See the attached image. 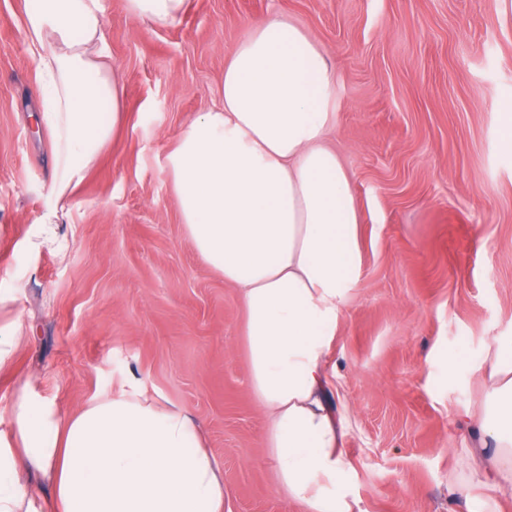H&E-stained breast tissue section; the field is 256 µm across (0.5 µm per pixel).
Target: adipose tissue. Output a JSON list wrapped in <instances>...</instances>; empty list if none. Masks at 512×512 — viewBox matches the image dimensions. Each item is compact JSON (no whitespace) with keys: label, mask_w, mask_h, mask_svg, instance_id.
Returning <instances> with one entry per match:
<instances>
[{"label":"adipose tissue","mask_w":512,"mask_h":512,"mask_svg":"<svg viewBox=\"0 0 512 512\" xmlns=\"http://www.w3.org/2000/svg\"><path fill=\"white\" fill-rule=\"evenodd\" d=\"M101 0H28L24 30L53 139L51 228L115 128L118 70ZM336 75L288 19L254 24L224 64L222 106L192 117L166 158L181 220L201 258L238 289L250 390L269 419L280 487L307 512H354L336 494L350 469L331 405L329 357L361 268L353 186L324 136ZM488 406L472 414L489 448L475 475L512 494V339L499 341ZM0 436V512H224V483L193 421L139 388L75 413L22 386Z\"/></svg>","instance_id":"ef3b65f1"}]
</instances>
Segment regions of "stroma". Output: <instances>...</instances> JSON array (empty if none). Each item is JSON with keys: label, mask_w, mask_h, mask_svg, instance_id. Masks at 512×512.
<instances>
[{"label": "stroma", "mask_w": 512, "mask_h": 512, "mask_svg": "<svg viewBox=\"0 0 512 512\" xmlns=\"http://www.w3.org/2000/svg\"><path fill=\"white\" fill-rule=\"evenodd\" d=\"M122 75L121 118L71 195L55 245L38 243L51 140L28 52L25 0H0V278L19 324L0 370V431L17 389L72 412L129 382L190 415L224 479V512H304L279 490L249 390L236 288L198 255L164 170L185 123L223 100L224 62L278 14L336 73L326 143L350 174L362 266L331 349L360 512H460L478 366L512 336V0H186L172 23L101 0Z\"/></svg>", "instance_id": "1"}]
</instances>
